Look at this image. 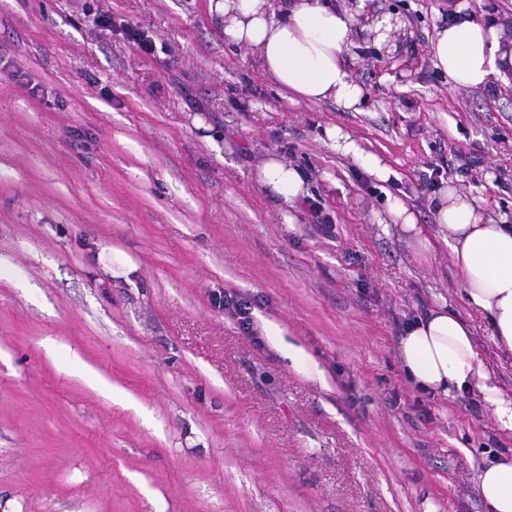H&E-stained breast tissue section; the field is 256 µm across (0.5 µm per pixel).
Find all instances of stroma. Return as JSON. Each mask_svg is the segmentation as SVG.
Masks as SVG:
<instances>
[{
    "instance_id": "1",
    "label": "stroma",
    "mask_w": 512,
    "mask_h": 512,
    "mask_svg": "<svg viewBox=\"0 0 512 512\" xmlns=\"http://www.w3.org/2000/svg\"><path fill=\"white\" fill-rule=\"evenodd\" d=\"M369 8L401 26L354 36L353 112L287 100L213 0H0V512H486L512 434L478 392L420 391L397 343L448 307L512 392L434 207L449 185L512 224V77L456 89L430 56L449 12L506 25L512 0ZM271 155L331 227L257 183ZM328 138L334 142L337 150L341 151L344 155L351 156L356 165L376 177L379 181L388 182L391 176H396L378 157L365 152L354 141H351L348 135L342 134L340 129L328 130ZM387 213L394 221L393 224H400L404 232H415L417 237L421 236V229L412 210L407 206L405 201L399 197L389 198Z\"/></svg>"
}]
</instances>
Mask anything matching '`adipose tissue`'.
Returning a JSON list of instances; mask_svg holds the SVG:
<instances>
[{
	"label": "adipose tissue",
	"instance_id": "ef3b65f1",
	"mask_svg": "<svg viewBox=\"0 0 512 512\" xmlns=\"http://www.w3.org/2000/svg\"><path fill=\"white\" fill-rule=\"evenodd\" d=\"M224 40L253 54L261 74L290 101H332L354 109L362 88L346 68L355 16L325 0H219ZM437 68L457 88H478L512 72V40L496 27L455 21L437 29L431 43ZM257 180L292 204L307 194L301 172L271 156ZM436 218L464 285L469 304L491 326L498 348L512 355V225L484 223L474 199L441 189ZM401 365L421 389L445 395L478 391L500 428L512 432V394L481 358L472 330L459 315L439 307L413 322L398 344ZM477 486L487 512H512V455L481 467Z\"/></svg>",
	"mask_w": 512,
	"mask_h": 512
}]
</instances>
